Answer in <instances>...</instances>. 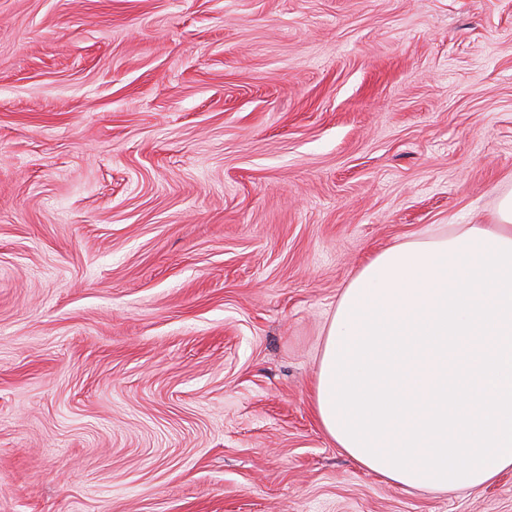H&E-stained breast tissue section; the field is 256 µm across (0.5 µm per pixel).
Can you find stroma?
Instances as JSON below:
<instances>
[{
    "instance_id": "35a3bbf8",
    "label": "stroma",
    "mask_w": 512,
    "mask_h": 512,
    "mask_svg": "<svg viewBox=\"0 0 512 512\" xmlns=\"http://www.w3.org/2000/svg\"><path fill=\"white\" fill-rule=\"evenodd\" d=\"M512 190V0H0V512H512L319 428L336 302Z\"/></svg>"
}]
</instances>
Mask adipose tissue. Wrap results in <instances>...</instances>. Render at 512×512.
<instances>
[{"label": "adipose tissue", "mask_w": 512, "mask_h": 512, "mask_svg": "<svg viewBox=\"0 0 512 512\" xmlns=\"http://www.w3.org/2000/svg\"><path fill=\"white\" fill-rule=\"evenodd\" d=\"M314 410L352 459L406 488L476 490L512 470V191L495 223L429 231L360 268Z\"/></svg>", "instance_id": "ef3b65f1"}]
</instances>
